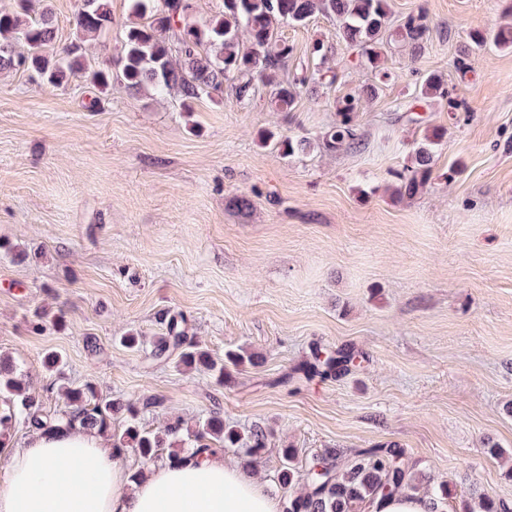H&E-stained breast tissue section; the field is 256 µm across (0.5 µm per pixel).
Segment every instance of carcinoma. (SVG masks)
Returning <instances> with one entry per match:
<instances>
[{
	"mask_svg": "<svg viewBox=\"0 0 512 512\" xmlns=\"http://www.w3.org/2000/svg\"><path fill=\"white\" fill-rule=\"evenodd\" d=\"M31 2L18 0L16 9L0 7V73L35 72L55 87L66 86L79 75L102 92L118 83L157 99L177 95L187 107L204 96L224 92L226 82L236 101L246 106L264 87L269 89L267 104L273 112H291L301 89H330L339 79L338 68L325 65L327 54L321 43L313 47V53L320 56L319 66L301 68L286 81L278 79V73L288 68L294 57V46L281 36L278 24L303 26L317 14L337 17L340 37L359 49L361 64L375 71L378 82L337 98L336 122L314 140L261 132L260 143L274 146L285 158L315 150L337 153L359 146L354 113L362 101L375 98L392 78L382 66L383 48L400 43L419 49L428 33L421 13L409 14L391 25L388 0H224L222 12L202 20L197 18V0H129L130 16L120 34L119 48L105 65L97 66L86 57L85 50L87 43L109 36L110 0H79L73 37L60 53L52 51L56 27L50 0H42L43 7L33 18ZM492 42L499 50L512 51V25L498 28ZM434 98L448 100L452 109L457 107L441 76L433 73L422 81L415 99ZM444 135V130L433 129L416 146L412 164L394 173L393 194L397 198L412 199L431 183L433 147ZM164 323L165 334L150 342L136 332L123 337L122 343L131 349L148 344L150 356L157 361L175 354L186 368L206 369L223 384L231 381L226 367L189 336L184 315H169ZM354 359V353L347 349L332 355L318 352L301 371L338 377L350 370ZM2 390L10 392L12 399L0 405V436L17 425L30 432L49 431L54 423L65 420L71 429L103 433L112 439L117 455L131 451L146 465L172 461L177 453L165 455L163 451L176 443L201 453L240 446L250 465L262 458L270 435L267 428L256 425L243 439L217 411L190 426L177 416L163 429L150 430L143 426L141 415L162 405L164 398L131 402L108 396L91 382L60 387L64 410L52 417L43 411L39 396L26 388L13 361L5 355H0ZM119 418L122 427L115 429L112 424ZM294 456V449H282L278 482L289 492L287 512H356L366 503L379 508L395 495L419 492L423 485L425 497L435 510L451 495L448 482L431 484L430 478L416 471L397 448H367L344 458L327 450L316 465L303 471L293 466ZM463 512L512 510L485 494L479 499L478 510L466 508Z\"/></svg>",
	"mask_w": 512,
	"mask_h": 512,
	"instance_id": "obj_1",
	"label": "carcinoma"
}]
</instances>
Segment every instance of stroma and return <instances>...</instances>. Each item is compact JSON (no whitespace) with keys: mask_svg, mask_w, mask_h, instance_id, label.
Returning <instances> with one entry per match:
<instances>
[{"mask_svg":"<svg viewBox=\"0 0 512 512\" xmlns=\"http://www.w3.org/2000/svg\"><path fill=\"white\" fill-rule=\"evenodd\" d=\"M511 1L389 0L392 19L424 12L428 39L385 52L394 78L356 117L365 146L336 154L286 158L256 139L265 127L315 137L337 97L374 83L332 17L280 27L296 60L318 64L320 41L341 74L291 112L229 93L186 110L117 84L101 94L80 77L55 88L0 74V353L45 411L61 412L60 381H93L164 397L143 417L151 429L212 410L244 434L266 426L252 475L283 505L282 449L304 469L327 448L387 444L448 481L440 512L485 494L512 502V52L464 51L470 31L512 24ZM431 72L456 110L412 108ZM438 126L436 180L397 200L393 171ZM167 312L214 359L243 348L262 364L225 387L121 346L130 331L162 335ZM344 346L360 355L349 373H299L314 349ZM51 351L62 378L44 367Z\"/></svg>","mask_w":512,"mask_h":512,"instance_id":"1","label":"stroma"}]
</instances>
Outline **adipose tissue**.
<instances>
[{"mask_svg": "<svg viewBox=\"0 0 512 512\" xmlns=\"http://www.w3.org/2000/svg\"><path fill=\"white\" fill-rule=\"evenodd\" d=\"M0 512H279L240 464L189 450L139 480L97 431L29 436L0 479Z\"/></svg>", "mask_w": 512, "mask_h": 512, "instance_id": "1", "label": "adipose tissue"}]
</instances>
